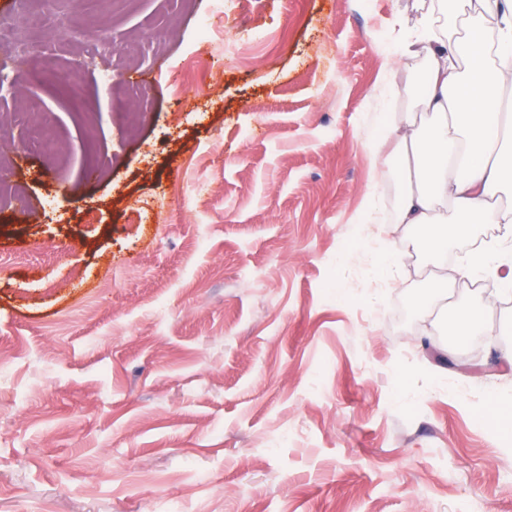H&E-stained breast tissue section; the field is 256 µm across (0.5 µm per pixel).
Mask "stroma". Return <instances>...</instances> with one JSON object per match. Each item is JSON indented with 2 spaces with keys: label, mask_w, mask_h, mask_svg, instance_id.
<instances>
[{
  "label": "stroma",
  "mask_w": 512,
  "mask_h": 512,
  "mask_svg": "<svg viewBox=\"0 0 512 512\" xmlns=\"http://www.w3.org/2000/svg\"><path fill=\"white\" fill-rule=\"evenodd\" d=\"M211 7L0 0L59 67L1 89L0 512H512V297L458 275L504 227L417 247L377 151L427 122L422 0H265L229 59ZM482 307L471 306L461 310L453 333L456 336H469L472 332L482 329Z\"/></svg>",
  "instance_id": "35a3bbf8"
}]
</instances>
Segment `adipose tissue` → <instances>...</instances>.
Returning a JSON list of instances; mask_svg holds the SVG:
<instances>
[{"mask_svg": "<svg viewBox=\"0 0 512 512\" xmlns=\"http://www.w3.org/2000/svg\"><path fill=\"white\" fill-rule=\"evenodd\" d=\"M500 54L488 63L480 49V27L471 24L455 40L438 33L437 5L420 21L418 39L406 54L427 51L423 110L431 131L422 134L415 121L399 137L403 168H415L399 202V223L418 229L420 247L435 253L468 236L472 225L501 224L512 240V211L494 201L512 185V104L502 91L512 85V12L504 20ZM466 69H458L457 60Z\"/></svg>", "mask_w": 512, "mask_h": 512, "instance_id": "adipose-tissue-1", "label": "adipose tissue"}]
</instances>
